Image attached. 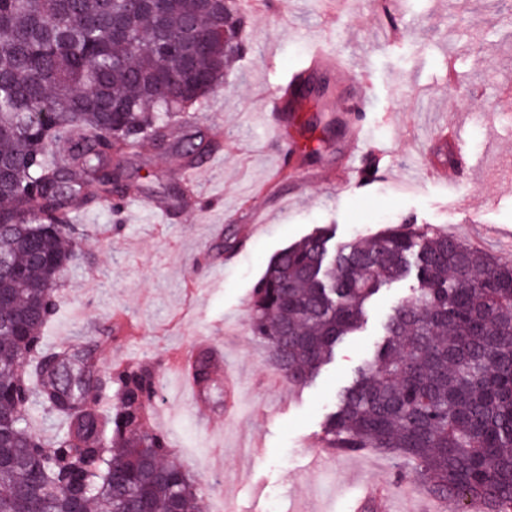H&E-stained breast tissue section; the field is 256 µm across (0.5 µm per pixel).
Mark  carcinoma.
I'll list each match as a JSON object with an SVG mask.
<instances>
[{"label": "carcinoma", "instance_id": "cac0c4a2", "mask_svg": "<svg viewBox=\"0 0 512 512\" xmlns=\"http://www.w3.org/2000/svg\"><path fill=\"white\" fill-rule=\"evenodd\" d=\"M181 38L164 53L166 34ZM224 23L199 0H0V512H204L202 489L149 427L158 375L127 364L96 374L78 345L49 352L56 284L84 236L72 217L110 203L112 156L150 139L224 82ZM306 76L285 94L303 99ZM66 145L57 158L52 150ZM319 228L280 251L253 291L250 328L289 384L313 381L366 305L414 276L372 361L337 397L324 437L413 465L426 493L512 512V266L446 234L399 224L328 253ZM194 377L213 383L212 358ZM37 406L61 424L46 441Z\"/></svg>", "mask_w": 512, "mask_h": 512}]
</instances>
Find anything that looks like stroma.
Instances as JSON below:
<instances>
[{"mask_svg": "<svg viewBox=\"0 0 512 512\" xmlns=\"http://www.w3.org/2000/svg\"><path fill=\"white\" fill-rule=\"evenodd\" d=\"M242 47L222 86L173 120L174 138L203 134L212 149L195 184L178 176L174 152L143 141L121 165L145 195L122 208L103 203L76 218L79 259L61 281L59 315L47 346L84 345L107 373L129 362L156 368L151 424L172 459L204 491L207 512H353L363 483L382 485L406 512H473L404 486L407 461L366 448L322 468L310 464L338 391L379 346L392 308L414 278L393 283L366 307L363 327L311 383L280 379L253 336L249 302L272 257L317 228L336 245L409 222L512 264V0H234ZM337 52L356 85L313 72L330 88L299 113L266 110L314 46ZM362 152L348 130L329 127L355 92ZM460 128L446 142L445 123ZM317 147L313 161L289 154V140ZM452 160H444V153ZM220 350L214 368L238 379L226 414L223 386L206 407L193 403L175 366L187 351ZM260 455H252L253 443Z\"/></svg>", "mask_w": 512, "mask_h": 512, "instance_id": "35a3bbf8", "label": "stroma"}]
</instances>
